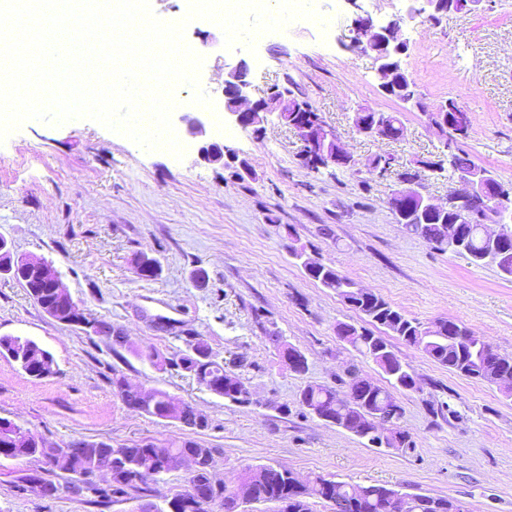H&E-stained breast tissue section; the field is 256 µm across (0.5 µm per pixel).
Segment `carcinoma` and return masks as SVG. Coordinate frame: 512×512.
<instances>
[{
  "instance_id": "carcinoma-1",
  "label": "carcinoma",
  "mask_w": 512,
  "mask_h": 512,
  "mask_svg": "<svg viewBox=\"0 0 512 512\" xmlns=\"http://www.w3.org/2000/svg\"><path fill=\"white\" fill-rule=\"evenodd\" d=\"M388 97L398 101H407L414 106H422L414 81L403 73L398 76L397 88ZM444 137L443 145L450 148L454 166L460 170L489 174L481 182L486 187V209L496 213L500 209L512 208V195L505 189L492 171L476 164L457 141L468 137L470 118L468 112L456 100L450 101L447 118L436 122ZM406 232L422 238L440 251H448V244L443 241L445 225L429 219L425 224H405ZM464 247L454 253L466 257L473 265L494 264L505 278H512V267L499 263L488 256L489 246L480 224H461ZM291 255L300 259V264L309 278L322 287L331 290L345 304L361 313L362 318L377 329H383L406 343L418 347L433 361L448 370L466 378L480 379L496 383L495 377L508 374L512 376V356L496 353L495 362L485 363V350L489 342L482 336L469 333V329L458 323L448 326V320L439 319L425 325L407 317L401 310L391 305L381 295L365 292L355 281L342 274L336 268L328 266L311 257L304 249L291 248ZM36 303L50 317L56 315L61 295L51 288H41L35 293ZM348 345L361 355L371 359L386 375V384L368 383L360 388L356 399L361 408L402 418L403 408L395 396L397 390H417L420 381L408 371L402 369V361L391 349L383 336L364 326H353L343 337ZM133 353L147 359L159 370L166 366H175L192 377L199 386L224 398L232 404L251 403V392L240 374L224 367V363L215 359L208 343L198 337L186 340V349L169 358L157 350L133 349ZM0 355L17 362L30 376L46 378L56 373L53 355L29 338L18 336H0ZM112 386L116 394L129 407L152 417L178 421L190 429H204L208 420L194 413L192 405L159 388L145 389L132 386L125 374L113 370ZM347 396L349 390L339 391L324 385H307L299 395V404L315 416H327L342 426L354 411L349 407ZM32 432L13 426L9 434L0 433V446L6 447L5 456L11 459L23 458L28 454L27 443ZM105 443L87 441L82 450L68 458L55 461L52 470L59 471L70 479L83 483V476L91 471L98 460L108 454ZM129 467L116 468L107 487L85 484V489L101 499H110L116 495L131 493L144 494L149 491V481L139 477L141 473L155 472L158 475L169 473L181 466L182 458L189 452L213 455L214 449L202 448L192 439H184L165 447V454L160 456L146 442L136 443L121 449ZM271 466H248L236 476L219 478L213 472L201 467L191 473L184 489L175 493L174 498L184 499L190 488L209 493L213 505L231 512L234 486L242 481L250 486L251 501L258 504H288V512H311L310 500L313 498L328 502L332 512H385L382 492L384 487L377 485L351 486L324 476H317L306 482L293 477V471L285 469L290 477H276L269 472ZM455 512H467L465 504L457 499L435 497L426 494L407 495L406 512H448V507Z\"/></svg>"
}]
</instances>
